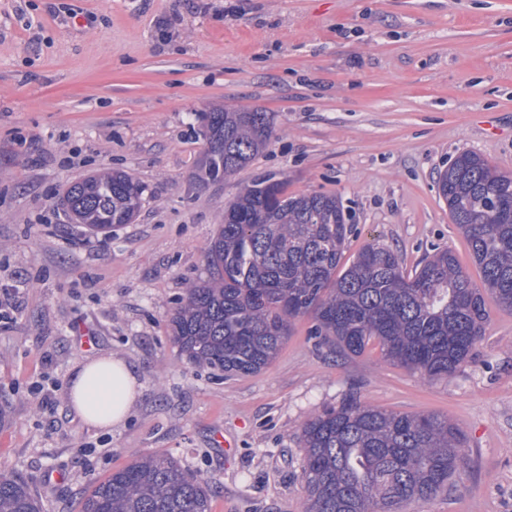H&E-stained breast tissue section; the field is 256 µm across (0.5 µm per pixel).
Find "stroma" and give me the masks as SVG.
Listing matches in <instances>:
<instances>
[{
  "mask_svg": "<svg viewBox=\"0 0 512 512\" xmlns=\"http://www.w3.org/2000/svg\"><path fill=\"white\" fill-rule=\"evenodd\" d=\"M224 105L271 113L274 133L202 186L197 115ZM464 152L512 172V0H0V469L66 512L92 478L169 453L212 480L211 512H302L298 428L352 389L466 436V475L404 512H512V311L494 300L473 359L433 380L374 345L328 353L307 316L262 371L228 379L187 365L168 335L225 207L259 173L339 199L345 261L374 243L410 270L449 249L481 283L437 189ZM103 168L145 187L107 239L61 205ZM112 354L140 395L125 422L91 428L68 379Z\"/></svg>",
  "mask_w": 512,
  "mask_h": 512,
  "instance_id": "obj_1",
  "label": "stroma"
}]
</instances>
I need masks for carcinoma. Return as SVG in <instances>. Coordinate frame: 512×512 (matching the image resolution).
Listing matches in <instances>:
<instances>
[{
	"label": "carcinoma",
	"instance_id": "obj_1",
	"mask_svg": "<svg viewBox=\"0 0 512 512\" xmlns=\"http://www.w3.org/2000/svg\"><path fill=\"white\" fill-rule=\"evenodd\" d=\"M206 148L197 180H225L248 166L273 133L270 114L225 107L199 116ZM440 197L463 234L482 287L456 256L440 251L407 273L398 255L368 245L340 268L351 226L338 199L290 195L273 173L256 175L224 210L204 252L209 278L192 283L168 332L192 366L227 376L260 372L292 320L311 315L329 351L360 354L375 342L384 358L429 378L472 359L489 319L483 292L512 309V173L462 153L438 174ZM144 185L101 169L64 193L74 223L108 237L143 205ZM306 454L303 512H401L448 492L468 467L464 433L432 413L362 403L348 391L337 407L299 430ZM211 483L166 453L143 454L92 482L76 512H211ZM0 512H44L20 476L0 472Z\"/></svg>",
	"mask_w": 512,
	"mask_h": 512
}]
</instances>
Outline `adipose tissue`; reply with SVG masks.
Segmentation results:
<instances>
[{"mask_svg": "<svg viewBox=\"0 0 512 512\" xmlns=\"http://www.w3.org/2000/svg\"><path fill=\"white\" fill-rule=\"evenodd\" d=\"M139 381L128 364L106 356L80 365L71 375L68 394L76 414L87 424H121L137 399Z\"/></svg>", "mask_w": 512, "mask_h": 512, "instance_id": "1", "label": "adipose tissue"}]
</instances>
